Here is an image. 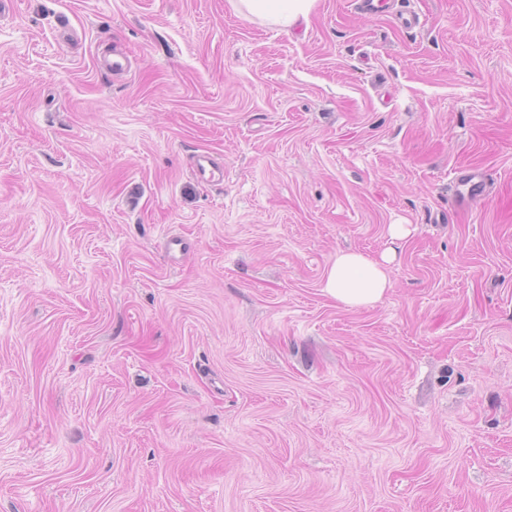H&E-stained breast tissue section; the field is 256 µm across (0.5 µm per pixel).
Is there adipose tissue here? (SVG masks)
<instances>
[{
  "label": "adipose tissue",
  "instance_id": "1",
  "mask_svg": "<svg viewBox=\"0 0 512 512\" xmlns=\"http://www.w3.org/2000/svg\"><path fill=\"white\" fill-rule=\"evenodd\" d=\"M315 0H238L246 16L288 28L307 18ZM392 282L385 262L356 251L337 253L329 267L322 291L348 308L368 307L383 300Z\"/></svg>",
  "mask_w": 512,
  "mask_h": 512
}]
</instances>
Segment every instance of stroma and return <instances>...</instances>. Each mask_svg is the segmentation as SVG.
Returning a JSON list of instances; mask_svg holds the SVG:
<instances>
[{
    "label": "stroma",
    "mask_w": 512,
    "mask_h": 512,
    "mask_svg": "<svg viewBox=\"0 0 512 512\" xmlns=\"http://www.w3.org/2000/svg\"><path fill=\"white\" fill-rule=\"evenodd\" d=\"M403 2L0 5V512H512V0ZM314 4L315 0H238L239 8L246 16L283 29L307 18ZM471 170L460 171L458 178H456L458 182H461V185H469L467 193H462L457 197V201L461 204L474 200L478 196L476 192L481 189L484 183V176L478 173L479 169L472 168ZM386 262L356 251L340 252L327 270L322 291L347 308L374 306L392 286Z\"/></svg>",
    "instance_id": "stroma-1"
}]
</instances>
